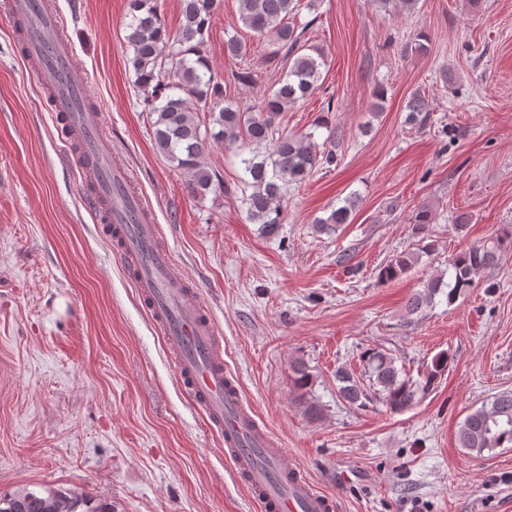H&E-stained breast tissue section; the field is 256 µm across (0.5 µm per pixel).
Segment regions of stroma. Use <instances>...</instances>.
Returning <instances> with one entry per match:
<instances>
[{
    "mask_svg": "<svg viewBox=\"0 0 512 512\" xmlns=\"http://www.w3.org/2000/svg\"><path fill=\"white\" fill-rule=\"evenodd\" d=\"M49 2L88 72L107 146L152 203L174 272L202 290L225 365L288 456L334 495L336 512H512V448L477 457L457 441L469 411L512 391V252L455 303L400 322L407 298L449 255L512 229V0H417L396 13L372 0H319L302 12L327 66L320 88L278 123L319 144L335 131L337 160L288 186L272 235L247 219L233 150L205 151L219 184L202 200L157 151L128 64L127 0ZM239 7L221 0L205 52L224 75L240 65L225 39L250 45L257 82L227 93L257 106L281 73L260 65L263 46ZM421 32L427 51L405 52ZM380 85L386 100L375 113ZM418 89L433 110L414 128L404 106ZM74 163L0 7V492H76L114 512H259L181 389ZM350 196L351 222L316 231L315 219ZM421 204L435 214L433 252L379 282L393 255L419 252L408 219ZM461 213L470 221L459 230ZM376 347L413 375L438 353L452 361L411 410L342 401L337 366L361 371L362 353ZM297 361L313 377L304 393Z\"/></svg>",
    "mask_w": 512,
    "mask_h": 512,
    "instance_id": "obj_1",
    "label": "stroma"
}]
</instances>
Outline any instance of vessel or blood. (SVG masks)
I'll list each match as a JSON object with an SVG mask.
<instances>
[{"instance_id":"vessel-or-blood-1","label":"vessel or blood","mask_w":512,"mask_h":512,"mask_svg":"<svg viewBox=\"0 0 512 512\" xmlns=\"http://www.w3.org/2000/svg\"><path fill=\"white\" fill-rule=\"evenodd\" d=\"M6 11L18 55L44 79L61 138L79 151L83 194L130 267L185 391L223 436L225 459L249 486L261 512H334L333 496L288 459L225 368L222 340L199 287L174 274L152 208L144 196L131 191V170L105 145L86 91V73L62 32L60 16L44 0H8Z\"/></svg>"}]
</instances>
